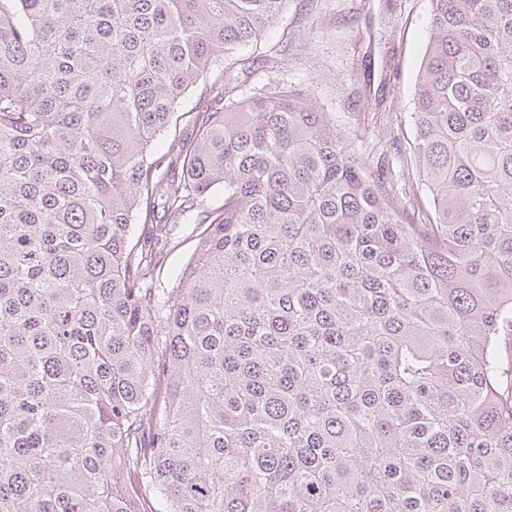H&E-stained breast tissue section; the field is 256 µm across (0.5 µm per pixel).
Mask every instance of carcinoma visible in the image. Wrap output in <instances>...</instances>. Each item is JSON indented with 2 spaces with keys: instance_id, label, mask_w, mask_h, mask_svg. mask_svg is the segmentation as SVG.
I'll use <instances>...</instances> for the list:
<instances>
[{
  "instance_id": "carcinoma-1",
  "label": "carcinoma",
  "mask_w": 512,
  "mask_h": 512,
  "mask_svg": "<svg viewBox=\"0 0 512 512\" xmlns=\"http://www.w3.org/2000/svg\"><path fill=\"white\" fill-rule=\"evenodd\" d=\"M287 4L0 0V512H512V0H432L413 220L314 90L240 95ZM222 87L221 84H213V80L207 79L201 81L198 85L188 91L183 98L178 112L175 113L174 120L177 116V124L175 121L157 137V145L163 151L173 142L174 137H183L187 132H190L191 124L189 120L197 112H211L214 110L216 104H220ZM204 205L195 208L191 213L182 215L167 213L162 222H167L171 226V245L163 251L162 271L157 282V288H164L169 292L172 288L178 287V273L191 257L199 232L203 229V224H197L200 219L208 214L213 208L224 203L223 190H216L208 195L204 200ZM177 244L174 249L172 245ZM160 261V262H161Z\"/></svg>"
}]
</instances>
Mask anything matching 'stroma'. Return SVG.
Returning a JSON list of instances; mask_svg holds the SVG:
<instances>
[{
    "label": "stroma",
    "mask_w": 512,
    "mask_h": 512,
    "mask_svg": "<svg viewBox=\"0 0 512 512\" xmlns=\"http://www.w3.org/2000/svg\"><path fill=\"white\" fill-rule=\"evenodd\" d=\"M431 0H289L282 22L242 55L278 52L283 65L258 66L244 91L266 84L312 88L318 104L359 143L384 147L391 172L410 161L414 86L428 38ZM222 87L206 80L183 98L176 124L157 138L160 149L190 132L189 118L212 111ZM224 202L223 190L186 215L166 214L173 245L165 249L158 285L172 290L191 257L200 219Z\"/></svg>",
    "instance_id": "1"
}]
</instances>
